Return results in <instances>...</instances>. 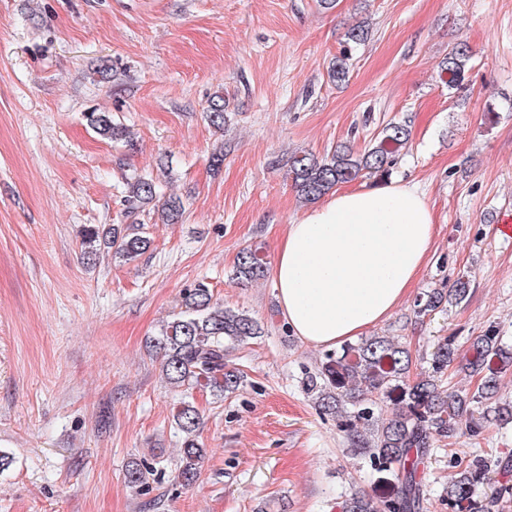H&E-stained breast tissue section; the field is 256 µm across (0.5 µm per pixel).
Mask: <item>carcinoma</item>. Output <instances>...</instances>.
Listing matches in <instances>:
<instances>
[{"label":"carcinoma","mask_w":512,"mask_h":512,"mask_svg":"<svg viewBox=\"0 0 512 512\" xmlns=\"http://www.w3.org/2000/svg\"><path fill=\"white\" fill-rule=\"evenodd\" d=\"M472 58L471 48L462 42L448 48L439 63V79L448 89L464 85ZM349 54L344 51L328 67L331 82L342 84L349 79ZM224 98L212 99L207 118L216 126H224ZM87 123L108 138L128 137L122 127L112 123L108 112H88ZM410 126L405 122L387 124L376 144L362 153L347 145L318 158L297 151L288 159L299 199L313 203L342 183L356 180L362 173L386 179L395 154L409 141ZM156 183L150 175L134 174L127 182L125 202L130 209L157 206L165 224L178 223L184 213L180 198L170 197L156 205ZM139 224L86 225L80 232L83 258L91 260L108 252L124 261H134L151 245ZM267 274L262 255L253 248L242 249L232 270L233 279L253 282ZM470 280L457 277L450 286L431 288L414 305V314L423 319L448 310L467 300ZM263 328L246 312L232 311L213 301L209 284L198 281L184 289L181 311L161 325L150 345L161 355L162 373L174 388L185 391L198 386L210 390L218 399L233 394L243 385V372L227 360L228 349L261 336ZM459 358L465 360L464 371L478 379L472 393H461L448 387V368ZM411 351L390 336L373 335L356 345H345L339 353L326 354L315 371L302 378L305 393L312 398L323 416L340 418L339 427L349 440L352 451L364 457L370 468L390 476L396 490L373 497L364 492H351L342 501V512H420L424 501L421 467L432 455L434 440L461 436L478 437L483 422L500 428L512 425V402L496 401L499 374L512 368V350L495 326L471 342L459 354L456 337L437 342L426 365L416 373ZM388 402L387 414L376 412L377 402ZM177 430L182 434V448L175 478L184 486L193 484L207 455L198 442L201 414L190 401H182L173 414ZM460 468L458 476L448 483L445 496L448 505H469L470 512H487L508 487L478 497L479 488L490 481L491 464L476 456L463 461L450 458ZM160 460L135 463L126 471V480L134 487L149 489L150 477L162 472Z\"/></svg>","instance_id":"1"}]
</instances>
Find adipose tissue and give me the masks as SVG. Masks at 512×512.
<instances>
[{"label":"adipose tissue","instance_id":"obj_1","mask_svg":"<svg viewBox=\"0 0 512 512\" xmlns=\"http://www.w3.org/2000/svg\"><path fill=\"white\" fill-rule=\"evenodd\" d=\"M434 236L425 198L408 185L336 191L279 241L273 279L288 328L320 348L363 336L409 295Z\"/></svg>","mask_w":512,"mask_h":512}]
</instances>
